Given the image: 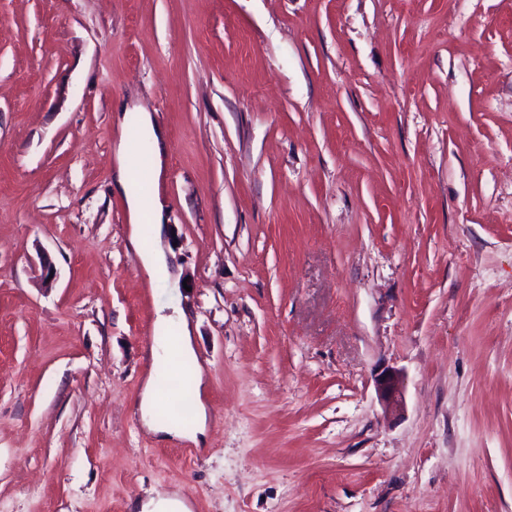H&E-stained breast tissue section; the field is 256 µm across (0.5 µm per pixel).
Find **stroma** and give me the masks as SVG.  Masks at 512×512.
I'll list each match as a JSON object with an SVG mask.
<instances>
[{
    "label": "stroma",
    "mask_w": 512,
    "mask_h": 512,
    "mask_svg": "<svg viewBox=\"0 0 512 512\" xmlns=\"http://www.w3.org/2000/svg\"><path fill=\"white\" fill-rule=\"evenodd\" d=\"M123 105L167 136L156 283ZM180 311L197 442L139 415ZM173 492L512 512V0H0V512ZM123 120L124 116L120 123L121 133L115 150L112 189L119 192L126 201L129 224L132 225L130 243L148 280L154 283L167 277V264L158 247H144L143 226H148L146 230L149 237L158 243L167 223L164 209L158 200L146 197L137 190L135 171L146 168L157 179L163 168L167 145L161 130L148 112L141 116L136 139L125 134ZM374 381L384 414H399L404 407V372L393 367H383L375 373Z\"/></svg>",
    "instance_id": "stroma-1"
}]
</instances>
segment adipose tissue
Instances as JSON below:
<instances>
[{
    "label": "adipose tissue",
    "mask_w": 512,
    "mask_h": 512,
    "mask_svg": "<svg viewBox=\"0 0 512 512\" xmlns=\"http://www.w3.org/2000/svg\"><path fill=\"white\" fill-rule=\"evenodd\" d=\"M167 153L166 141L150 114H143L136 136H120L115 150L112 186L126 201L131 224L130 243L137 253L149 281L167 277L165 258L158 248L144 247V238L160 239L165 225L164 209L156 198L142 195L136 188L135 172L147 169L159 176ZM167 400L158 390V379L149 376L144 384L140 410L145 425L162 438L173 439L204 434L208 413L204 403H197L195 421L190 425L168 423L159 413Z\"/></svg>",
    "instance_id": "obj_1"
}]
</instances>
